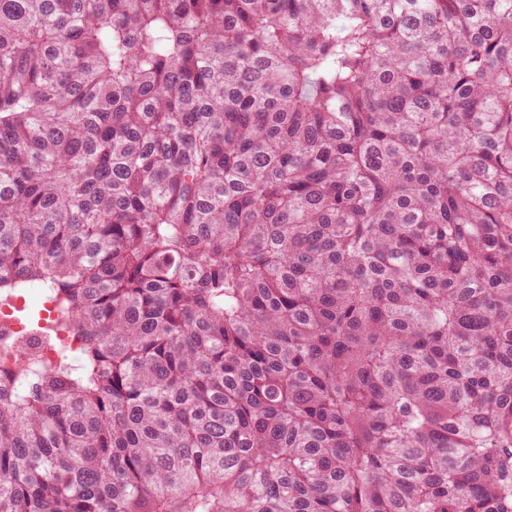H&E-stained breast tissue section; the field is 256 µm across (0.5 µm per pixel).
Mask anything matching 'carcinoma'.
<instances>
[{"label": "carcinoma", "mask_w": 512, "mask_h": 512, "mask_svg": "<svg viewBox=\"0 0 512 512\" xmlns=\"http://www.w3.org/2000/svg\"><path fill=\"white\" fill-rule=\"evenodd\" d=\"M0 512H512V0H0ZM32 289V288H30ZM28 290L26 294L28 311L36 313L42 306L40 319L37 324L40 328L48 330L45 327H52L57 320V311L55 303L49 293L42 289L41 297L35 290ZM25 296L19 293L10 303L0 304V367L1 364H12L11 357L3 359L1 353L2 343H13L18 339H23L27 345L28 351L34 354L38 359V364L43 368L53 366L57 360L58 353L61 350H67L76 355L80 348V339L72 336L65 330L52 331V336H41L43 332H35L23 312L26 304Z\"/></svg>", "instance_id": "obj_1"}]
</instances>
